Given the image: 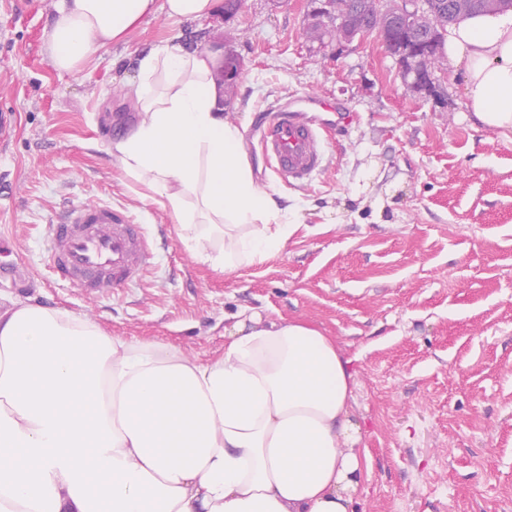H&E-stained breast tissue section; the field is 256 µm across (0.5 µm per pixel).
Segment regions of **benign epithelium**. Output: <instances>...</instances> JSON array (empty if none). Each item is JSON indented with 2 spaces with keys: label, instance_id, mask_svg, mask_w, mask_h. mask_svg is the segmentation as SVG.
Returning a JSON list of instances; mask_svg holds the SVG:
<instances>
[{
  "label": "benign epithelium",
  "instance_id": "benign-epithelium-1",
  "mask_svg": "<svg viewBox=\"0 0 512 512\" xmlns=\"http://www.w3.org/2000/svg\"><path fill=\"white\" fill-rule=\"evenodd\" d=\"M309 4L307 23L326 25L332 30L336 53L345 52L355 41L363 39L356 35L352 18L337 11L334 0H309ZM425 11V0H389L385 8L387 24L377 32V38L399 64L403 79L413 92L438 97L446 76L421 26ZM209 48L221 51L218 83L222 86L236 84L244 70L243 59L232 50L224 49L222 40L210 43Z\"/></svg>",
  "mask_w": 512,
  "mask_h": 512
}]
</instances>
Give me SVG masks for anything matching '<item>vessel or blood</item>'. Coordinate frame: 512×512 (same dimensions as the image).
Returning <instances> with one entry per match:
<instances>
[{
	"mask_svg": "<svg viewBox=\"0 0 512 512\" xmlns=\"http://www.w3.org/2000/svg\"><path fill=\"white\" fill-rule=\"evenodd\" d=\"M344 110L327 99L277 103L260 132L259 148L285 184L311 182L329 161L330 125L309 120L312 112ZM154 259L143 227L124 208L103 203L64 207L49 226L46 261L56 282L85 294L125 288L142 280Z\"/></svg>",
	"mask_w": 512,
	"mask_h": 512,
	"instance_id": "1",
	"label": "vessel or blood"
}]
</instances>
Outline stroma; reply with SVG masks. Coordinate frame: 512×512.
I'll list each match as a JSON object with an SVG mask.
<instances>
[{
  "label": "stroma",
  "instance_id": "35a3bbf8",
  "mask_svg": "<svg viewBox=\"0 0 512 512\" xmlns=\"http://www.w3.org/2000/svg\"><path fill=\"white\" fill-rule=\"evenodd\" d=\"M60 0H0V305L60 308L109 335L207 361L227 316L297 319L337 337L356 371L352 412L368 461L353 512H512V136L480 125L460 76L441 98L407 89L376 36L344 54L310 47L307 0H247L232 19L157 12L81 70L54 66ZM231 35L245 71L225 117L242 125L261 186L292 232L267 261L217 270L171 214L125 178L108 146L137 114L140 54ZM324 95L349 110L330 166L304 189L259 146L261 110ZM69 202L127 209L155 245L134 287L83 295L54 282L44 239Z\"/></svg>",
  "mask_w": 512,
  "mask_h": 512
}]
</instances>
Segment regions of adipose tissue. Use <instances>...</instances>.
Returning <instances> with one entry per match:
<instances>
[{"mask_svg": "<svg viewBox=\"0 0 512 512\" xmlns=\"http://www.w3.org/2000/svg\"><path fill=\"white\" fill-rule=\"evenodd\" d=\"M217 0H61L54 66L80 70L156 12L189 22ZM466 106L512 133V11L449 26ZM207 53L140 54L138 122L112 143L126 177L213 268L265 262L291 227L225 119ZM356 374L336 338L299 321L237 315L224 355L106 335L40 304L0 313V512H352L364 435Z\"/></svg>", "mask_w": 512, "mask_h": 512, "instance_id": "adipose-tissue-1", "label": "adipose tissue"}]
</instances>
